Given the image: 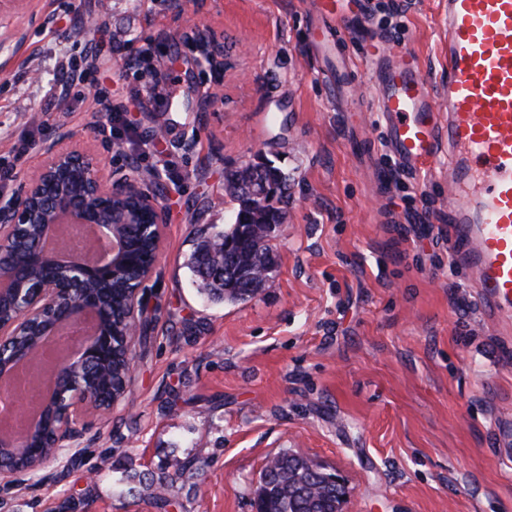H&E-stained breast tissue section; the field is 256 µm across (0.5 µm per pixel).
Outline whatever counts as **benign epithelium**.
I'll list each match as a JSON object with an SVG mask.
<instances>
[{
	"label": "benign epithelium",
	"instance_id": "benign-epithelium-1",
	"mask_svg": "<svg viewBox=\"0 0 512 512\" xmlns=\"http://www.w3.org/2000/svg\"><path fill=\"white\" fill-rule=\"evenodd\" d=\"M185 37L213 71L224 70V51L214 32L197 26ZM250 190L257 199L272 198L280 193L282 184L255 179ZM63 217L73 224L91 226L99 235L112 239L111 259L104 264L89 263L63 241L50 250L41 240L24 262L0 265V307L6 303L14 309L10 317L0 318V345L23 326L37 328L34 346L9 353L0 348V376L21 363L39 364L47 342L59 336L61 328L76 326L88 316L96 321L90 338L76 342L56 363L54 388L42 402L38 417L20 425L8 437L0 434V456L6 452L27 454L34 437L52 435L56 452L41 461L40 471L76 451L95 421L125 397L133 374L134 352L143 334V284L153 275L166 223L162 207L136 180L119 173L102 179L94 155L72 143L68 131L56 127L43 145L40 164L25 174L21 192L0 206V252L15 251L22 226L40 224L46 235ZM131 228L139 235L150 236L154 245L151 253L130 251ZM239 246V238L230 235L208 244L203 264L208 280L217 285L224 283V257L237 258ZM133 265L142 268V276L127 281L125 273ZM117 281L125 288L124 313L109 331L99 318L95 288ZM115 336L122 341L125 377L123 389L112 393V399L105 403L96 387L82 381L80 375L89 360L104 356L114 346ZM30 386L22 382L10 397H0V414L21 416ZM34 474L33 470L0 465L1 509Z\"/></svg>",
	"mask_w": 512,
	"mask_h": 512
}]
</instances>
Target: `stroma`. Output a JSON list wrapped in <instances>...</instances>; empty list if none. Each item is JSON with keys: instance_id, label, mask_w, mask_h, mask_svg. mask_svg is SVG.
<instances>
[{"instance_id": "35a3bbf8", "label": "stroma", "mask_w": 512, "mask_h": 512, "mask_svg": "<svg viewBox=\"0 0 512 512\" xmlns=\"http://www.w3.org/2000/svg\"><path fill=\"white\" fill-rule=\"evenodd\" d=\"M443 2L363 0L346 37L353 96H373L382 39L445 85ZM316 5L0 0V204L61 126L104 170L141 176L167 219L125 399L8 512H162L138 474L171 478L173 512H253L285 453L340 473L345 512H512L497 442L512 342L448 262V160L413 175L378 114L341 102ZM198 24L224 38L222 75L184 37ZM260 157L289 183L273 268L248 300L208 301L187 259L230 222L226 174Z\"/></svg>"}]
</instances>
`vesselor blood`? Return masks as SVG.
Here are the masks:
<instances>
[{
	"mask_svg": "<svg viewBox=\"0 0 512 512\" xmlns=\"http://www.w3.org/2000/svg\"><path fill=\"white\" fill-rule=\"evenodd\" d=\"M448 80L435 93L412 52L394 47L372 105L391 151L411 172L448 156V222L457 263L485 317L512 334V0H447ZM361 0H322V44L351 32Z\"/></svg>",
	"mask_w": 512,
	"mask_h": 512,
	"instance_id": "b4317fda",
	"label": "vessel or blood"
}]
</instances>
